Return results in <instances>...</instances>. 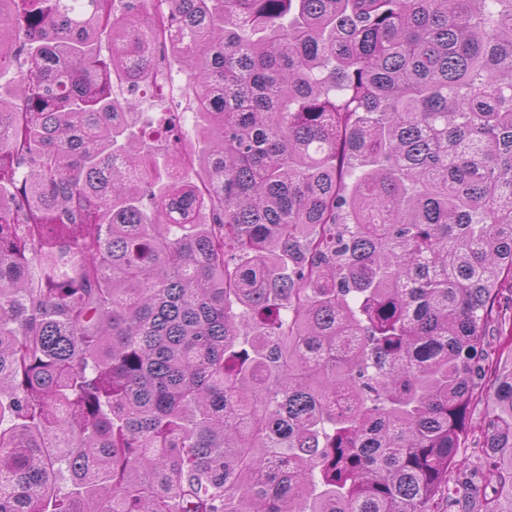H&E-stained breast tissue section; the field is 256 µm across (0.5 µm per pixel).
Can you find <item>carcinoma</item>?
Segmentation results:
<instances>
[{
	"label": "carcinoma",
	"mask_w": 512,
	"mask_h": 512,
	"mask_svg": "<svg viewBox=\"0 0 512 512\" xmlns=\"http://www.w3.org/2000/svg\"><path fill=\"white\" fill-rule=\"evenodd\" d=\"M506 282L512 0H0V512H512Z\"/></svg>",
	"instance_id": "1"
}]
</instances>
